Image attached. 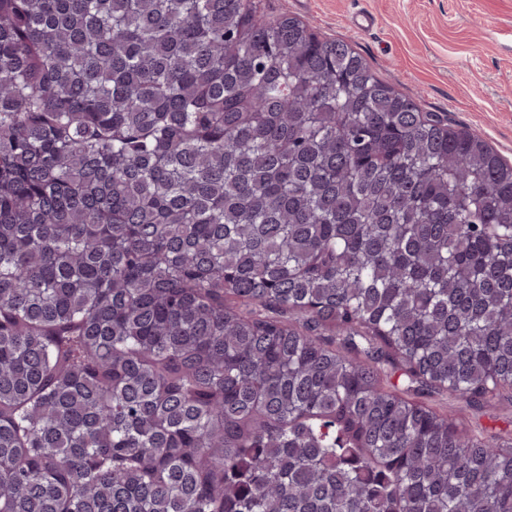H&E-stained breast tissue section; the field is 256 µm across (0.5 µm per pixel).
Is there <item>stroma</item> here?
I'll return each mask as SVG.
<instances>
[{
    "label": "stroma",
    "mask_w": 512,
    "mask_h": 512,
    "mask_svg": "<svg viewBox=\"0 0 512 512\" xmlns=\"http://www.w3.org/2000/svg\"><path fill=\"white\" fill-rule=\"evenodd\" d=\"M352 46L422 111L468 127L512 162V0H263ZM372 12L373 28L354 22ZM432 405L470 427L512 425V397L475 413L447 396Z\"/></svg>",
    "instance_id": "stroma-1"
}]
</instances>
